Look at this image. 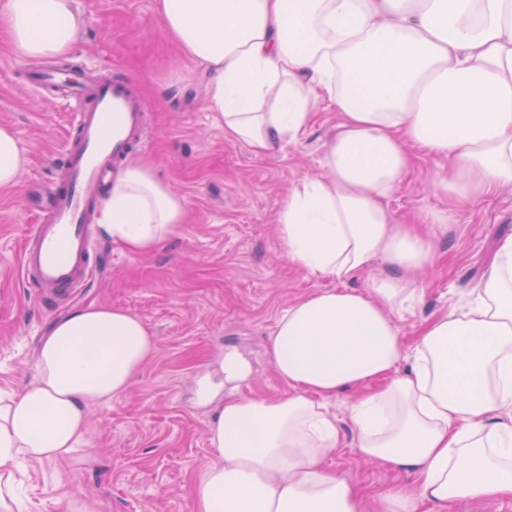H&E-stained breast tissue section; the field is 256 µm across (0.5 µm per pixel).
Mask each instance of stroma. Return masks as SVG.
<instances>
[{
  "instance_id": "obj_1",
  "label": "stroma",
  "mask_w": 512,
  "mask_h": 512,
  "mask_svg": "<svg viewBox=\"0 0 512 512\" xmlns=\"http://www.w3.org/2000/svg\"><path fill=\"white\" fill-rule=\"evenodd\" d=\"M83 24L70 54L84 69L133 75L146 106V146L158 180L186 201L180 231L156 250L131 254L102 238L98 269L64 303L46 310L19 272L23 240L37 221L29 201L59 176L58 159L72 131V107L27 84L37 60L0 37V124L11 125L29 154L15 186L0 188V390L22 391L36 375L40 343L54 322L94 303L141 318L158 349L121 396L88 411L86 461H32L24 476L22 512H61L64 495L84 491L100 512H191L196 475L214 459L208 430L214 410L198 406L199 376L213 370L226 346L249 362L246 398L289 392L267 362L269 336L289 305L335 288L283 255L276 216L299 183L323 177V158L340 114L319 104L306 134L259 155L225 137L206 104L209 75L171 41L156 0H74ZM440 158L418 155L387 202L396 219L431 230L434 261L417 275L420 296L398 320L405 348L423 324L450 312L489 270L498 241L512 234V188L473 203L437 193ZM326 465L368 500L401 476L362 460L344 445Z\"/></svg>"
}]
</instances>
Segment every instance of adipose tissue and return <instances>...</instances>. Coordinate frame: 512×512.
Wrapping results in <instances>:
<instances>
[{"instance_id":"ef3b65f1","label":"adipose tissue","mask_w":512,"mask_h":512,"mask_svg":"<svg viewBox=\"0 0 512 512\" xmlns=\"http://www.w3.org/2000/svg\"><path fill=\"white\" fill-rule=\"evenodd\" d=\"M157 2L166 33L209 71L206 103L226 137L263 154L296 141L319 99L341 114L326 176L296 186L277 217L288 260L340 286L273 327L268 358L287 396H239L250 368L232 351L203 376L215 460L194 481L193 512H448L511 498L512 235L472 298L429 321L408 352L395 316L415 304L434 250L386 199L412 166L410 142L448 159L432 175L438 193L470 202L512 184V0ZM81 24L73 0H0V32L27 58L69 54ZM28 162L0 124V187ZM185 216L141 160L110 184L101 224L143 254ZM364 274V289L346 288ZM156 349L120 308L93 304L52 326L34 381L0 391V512L21 503V464L82 451L89 405L125 393ZM345 393L342 420L329 401ZM349 432L362 458L406 478L376 505L326 466Z\"/></svg>"}]
</instances>
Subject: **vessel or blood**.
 Instances as JSON below:
<instances>
[{
    "instance_id": "obj_1",
    "label": "vessel or blood",
    "mask_w": 512,
    "mask_h": 512,
    "mask_svg": "<svg viewBox=\"0 0 512 512\" xmlns=\"http://www.w3.org/2000/svg\"><path fill=\"white\" fill-rule=\"evenodd\" d=\"M29 83L74 105L73 132L61 158L63 178L36 197L39 222L32 225L20 259L29 287L42 299L58 302L96 271L89 215L113 169L144 145L146 108L136 80L120 74L104 78L52 69L34 73Z\"/></svg>"
}]
</instances>
